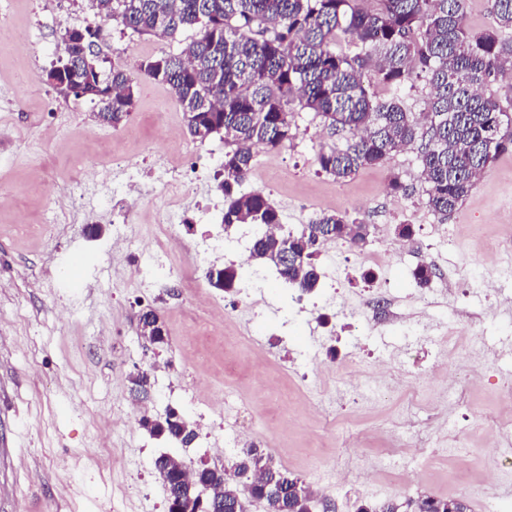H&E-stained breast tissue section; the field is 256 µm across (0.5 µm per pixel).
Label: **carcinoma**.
Masks as SVG:
<instances>
[{"label": "carcinoma", "mask_w": 512, "mask_h": 512, "mask_svg": "<svg viewBox=\"0 0 512 512\" xmlns=\"http://www.w3.org/2000/svg\"><path fill=\"white\" fill-rule=\"evenodd\" d=\"M96 0L98 13L138 34L171 36L185 29L195 37L179 53L142 60L147 80L166 86L183 112L190 135L203 142L224 134V229L281 223L273 202L258 191L239 188L253 175L254 149L277 150L295 136L290 105L314 112L346 142L320 150L322 171L345 179L383 164L399 149L417 147L426 205L446 217L465 200L478 176L512 143V112L483 89L512 75V0H491L496 27H468L466 0ZM349 35L359 51L338 53L337 32ZM85 38L64 35V56L50 74L63 89L97 102L99 122L113 128L135 107L126 70L106 75L94 51L100 28H84ZM423 80L430 87L427 111L415 114L395 98L377 96L373 84L401 88ZM369 227L358 219L323 213L297 232L258 233L249 260L274 267L293 287L311 291L319 275L312 263L327 240L367 243ZM233 267L215 270L210 284L235 286ZM151 342L166 330L153 310ZM140 425L153 436L187 445L196 438L191 422L169 411L161 422ZM181 459L163 454L155 470L163 484L178 486L180 512H198L197 489L212 492L206 507L233 512L242 490L265 499L269 512H309L310 501L284 486L299 478L276 466L256 448L243 452L231 473L210 468L183 478ZM358 512H448V500L429 496L403 503L362 505Z\"/></svg>", "instance_id": "1"}]
</instances>
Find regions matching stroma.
<instances>
[{
    "mask_svg": "<svg viewBox=\"0 0 512 512\" xmlns=\"http://www.w3.org/2000/svg\"><path fill=\"white\" fill-rule=\"evenodd\" d=\"M99 23L102 70L135 71L148 57L177 53L190 42L140 35L98 19L91 0H0V512H112V495L136 487L125 512H167L155 459L169 454L212 465L214 448L237 459L247 444L226 424L252 428V444L303 484L319 485L335 512L358 504L404 502L417 495L457 498L467 512L512 506V303L489 307L500 287L512 296V144L479 178L459 209L441 218L425 204L417 153H392L380 166L344 180L322 172V146L342 143L312 112L291 105L295 139L257 149L249 191L270 195L290 230L334 211L370 226L365 246L346 245L329 258L351 271L335 297L297 313L275 268L246 264L238 288L255 302L224 300V320L200 327L210 313L176 275L156 284L136 274L135 248L154 234L152 215L166 199L146 184L125 217L112 207V159L169 167L186 184L181 205L223 206L214 176L224 139H193L169 90L134 83L136 105L117 128L94 120L97 105L57 90L47 73L62 56L66 31ZM405 189L393 192L392 177ZM419 247L399 251V225ZM128 247L112 248L115 235ZM386 248L373 290L354 275L361 257ZM86 257L80 292L62 288L58 268L73 251ZM431 268V285L452 282V297L427 294L412 275ZM392 297L411 322H362L368 293ZM153 309L167 330L164 345L139 335V312ZM353 324L330 333L327 319ZM429 330L419 335L415 321ZM380 350L406 389L380 399L371 350ZM349 353L333 368L336 352ZM469 366L473 382L448 388L431 372L440 359ZM155 361L144 415L175 409L189 420L208 413L211 437L182 446L127 421L130 378ZM238 367L225 373V363ZM406 448L398 465L388 443Z\"/></svg>",
    "mask_w": 512,
    "mask_h": 512,
    "instance_id": "stroma-1",
    "label": "stroma"
}]
</instances>
